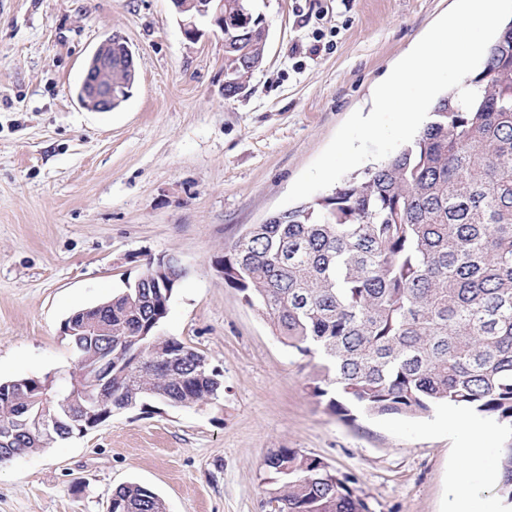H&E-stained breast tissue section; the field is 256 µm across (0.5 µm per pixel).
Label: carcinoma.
<instances>
[{
	"label": "carcinoma",
	"instance_id": "cac0c4a2",
	"mask_svg": "<svg viewBox=\"0 0 512 512\" xmlns=\"http://www.w3.org/2000/svg\"><path fill=\"white\" fill-rule=\"evenodd\" d=\"M248 17L224 28V95L241 92L263 62L262 17L254 0H224ZM465 108L441 95L411 142L330 194L253 224L216 264L224 285L257 308L280 341L319 365L312 393L345 420L419 417L446 403L512 429V21L490 44ZM172 270L145 269L138 282L71 315L67 380L90 381L104 366L110 388L95 423L153 405L195 407L223 388L204 356L160 333L174 289ZM169 358L157 362V355ZM0 382V428L41 408V388ZM63 419L51 436L19 432L0 456L42 451L74 436ZM279 512H369L354 480L319 457L280 448L264 460ZM497 492L512 503V444L501 449ZM112 512H166L137 483L112 494Z\"/></svg>",
	"mask_w": 512,
	"mask_h": 512
}]
</instances>
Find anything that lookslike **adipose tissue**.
I'll return each instance as SVG.
<instances>
[{
	"label": "adipose tissue",
	"instance_id": "ef3b65f1",
	"mask_svg": "<svg viewBox=\"0 0 512 512\" xmlns=\"http://www.w3.org/2000/svg\"><path fill=\"white\" fill-rule=\"evenodd\" d=\"M455 423L461 444L456 450L457 465L450 488V512H474L476 499L469 475L485 467V445L490 428L462 412L457 413Z\"/></svg>",
	"mask_w": 512,
	"mask_h": 512
}]
</instances>
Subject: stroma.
I'll return each mask as SVG.
<instances>
[{
	"label": "stroma",
	"instance_id": "stroma-1",
	"mask_svg": "<svg viewBox=\"0 0 512 512\" xmlns=\"http://www.w3.org/2000/svg\"><path fill=\"white\" fill-rule=\"evenodd\" d=\"M454 0H256L263 63L224 94V34L187 39L170 0H0V381L68 365L64 321L149 260L185 275L160 326L223 375L215 403L114 414L83 436L0 462V512H107L138 483L167 512H273L267 454L295 448L351 475L372 512H448L453 408L347 421L214 266L279 213L297 177ZM119 34L131 96L77 100L85 63Z\"/></svg>",
	"mask_w": 512,
	"mask_h": 512
}]
</instances>
